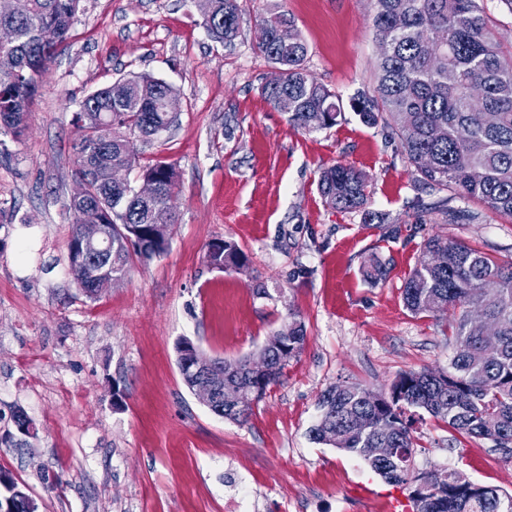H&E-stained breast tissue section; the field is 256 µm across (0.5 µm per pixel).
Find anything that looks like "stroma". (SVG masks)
<instances>
[{"instance_id":"stroma-1","label":"stroma","mask_w":512,"mask_h":512,"mask_svg":"<svg viewBox=\"0 0 512 512\" xmlns=\"http://www.w3.org/2000/svg\"><path fill=\"white\" fill-rule=\"evenodd\" d=\"M275 6L305 39L317 82L345 101L371 89L366 0H242L232 48L208 33L197 0H82L24 135L0 134V470L38 512H225L230 500L240 512H413L409 487L311 439L318 400L341 384L383 393L403 372L447 371L448 317L410 313L404 283L436 234L512 261V220L447 223L399 140L352 110L332 128L296 130L261 94L272 66L255 32ZM136 73L181 100L176 122L137 144L141 164L175 165L177 222L164 256L91 300L67 261L73 114ZM338 163L367 175V207L384 223L324 203L320 171ZM218 238L238 243L247 266H209ZM372 255L387 263L386 281L364 278ZM294 320L304 347L247 422L214 415L185 387L180 338L237 359ZM18 413L30 435L17 432ZM414 428L417 470L457 469L512 493V459L493 442L428 415Z\"/></svg>"}]
</instances>
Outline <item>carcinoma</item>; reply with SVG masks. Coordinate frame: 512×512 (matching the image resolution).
<instances>
[{
    "label": "carcinoma",
    "instance_id": "1",
    "mask_svg": "<svg viewBox=\"0 0 512 512\" xmlns=\"http://www.w3.org/2000/svg\"><path fill=\"white\" fill-rule=\"evenodd\" d=\"M367 19L374 36L386 40L387 52L376 58L375 86L351 99V107L367 125L383 123L401 142L417 181L436 192H451L465 206L447 212L448 223L479 219L468 204H480L497 216L512 219V45L496 36L484 0H367ZM81 0H15L13 13L0 15V29L15 33L0 44V131L20 136L25 116L40 80L57 49L69 38ZM204 25L212 37L231 47L239 35V0H204ZM52 28L58 39L42 41ZM293 21L275 8L258 23L254 49L281 71V83L261 88L278 107L288 98V120L311 132L310 118L324 113L330 128L342 116L339 96L311 81L302 36L288 40ZM176 90L146 73L134 74L88 94L79 104L81 138L75 143L76 174L87 182L86 195L69 199L74 217L70 241L81 224H110L112 236L105 255L96 253L82 263L68 260L74 281L89 299L93 282L106 276L112 287L128 279L134 260L150 261L169 247L175 223L177 173L158 160L141 167L140 176H153L159 192L143 203L133 183L112 184V167L137 165L136 141L164 131L175 116L165 102ZM480 172L473 179L471 170ZM368 180L352 167L336 164L324 169L319 191L325 202L344 212L365 209ZM208 264L216 269L243 267L248 258L233 241L210 242ZM363 274L374 281L388 276L378 257L368 259ZM403 301L414 315L448 313L452 318L455 356L450 371L429 369L400 374L378 405L364 399L357 384L338 385L320 401V416L312 439L353 453L387 481L421 484L424 492L410 496L416 512H512V494L472 482L463 472L417 471L413 467L414 414L422 409L461 435L492 441L495 450L512 458V261L495 257L439 235L428 238L421 256L405 281ZM479 309L500 337L497 360H484L480 333L471 329L468 312ZM306 341L298 320L288 335L272 336L264 344L268 371L253 372L248 358H214V375L224 378L222 418L245 422L252 408L237 406L242 389L260 400L277 384L288 361ZM372 448H391L378 460ZM25 493V486L0 473V503Z\"/></svg>",
    "mask_w": 512,
    "mask_h": 512
}]
</instances>
